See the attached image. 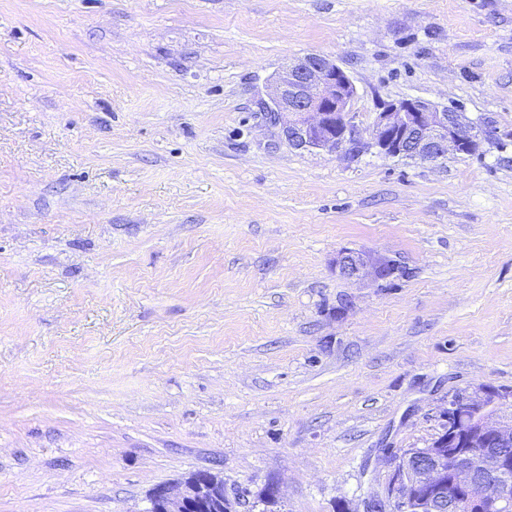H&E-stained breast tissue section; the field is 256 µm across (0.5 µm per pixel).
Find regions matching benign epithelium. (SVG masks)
<instances>
[{"instance_id": "7a95c632", "label": "benign epithelium", "mask_w": 512, "mask_h": 512, "mask_svg": "<svg viewBox=\"0 0 512 512\" xmlns=\"http://www.w3.org/2000/svg\"><path fill=\"white\" fill-rule=\"evenodd\" d=\"M356 87L335 61L308 54L272 77L259 109L297 150L334 153L354 140L351 112ZM483 130L463 113L418 98L389 102L376 113L373 144L386 156L435 161L449 153L471 154ZM391 260L342 250L336 270L346 279L372 273L387 278ZM511 392L461 390L448 399L441 433L425 448L399 449L382 493L364 512H512V418L498 412ZM147 512H224V478L209 469L148 495Z\"/></svg>"}]
</instances>
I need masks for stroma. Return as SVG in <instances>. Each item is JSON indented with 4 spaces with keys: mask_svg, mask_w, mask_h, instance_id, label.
Listing matches in <instances>:
<instances>
[{
    "mask_svg": "<svg viewBox=\"0 0 512 512\" xmlns=\"http://www.w3.org/2000/svg\"><path fill=\"white\" fill-rule=\"evenodd\" d=\"M311 53L355 150L257 109ZM409 97L487 140L378 153ZM479 387L512 390V0H0V512H144L199 469L237 512H363ZM396 263L386 259H375L362 252L341 250L336 256V269L346 279L357 278L363 273H372L378 279H385Z\"/></svg>",
    "mask_w": 512,
    "mask_h": 512,
    "instance_id": "obj_1",
    "label": "stroma"
}]
</instances>
